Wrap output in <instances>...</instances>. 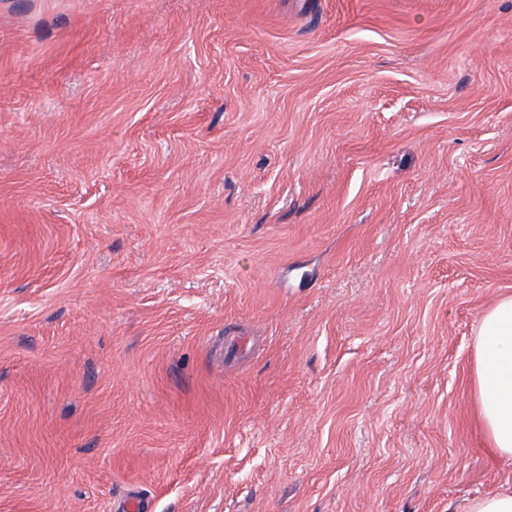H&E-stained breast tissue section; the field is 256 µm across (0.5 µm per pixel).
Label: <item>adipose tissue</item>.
Wrapping results in <instances>:
<instances>
[{"label":"adipose tissue","instance_id":"adipose-tissue-1","mask_svg":"<svg viewBox=\"0 0 512 512\" xmlns=\"http://www.w3.org/2000/svg\"><path fill=\"white\" fill-rule=\"evenodd\" d=\"M472 383L489 447L512 460V294L499 297L479 321Z\"/></svg>","mask_w":512,"mask_h":512}]
</instances>
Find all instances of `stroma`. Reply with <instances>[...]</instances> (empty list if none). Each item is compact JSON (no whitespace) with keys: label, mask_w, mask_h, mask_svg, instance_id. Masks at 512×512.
I'll use <instances>...</instances> for the list:
<instances>
[{"label":"stroma","mask_w":512,"mask_h":512,"mask_svg":"<svg viewBox=\"0 0 512 512\" xmlns=\"http://www.w3.org/2000/svg\"><path fill=\"white\" fill-rule=\"evenodd\" d=\"M512 293V0H0V512H464ZM472 383L489 448L512 460V294L499 297L479 321Z\"/></svg>","instance_id":"obj_1"}]
</instances>
